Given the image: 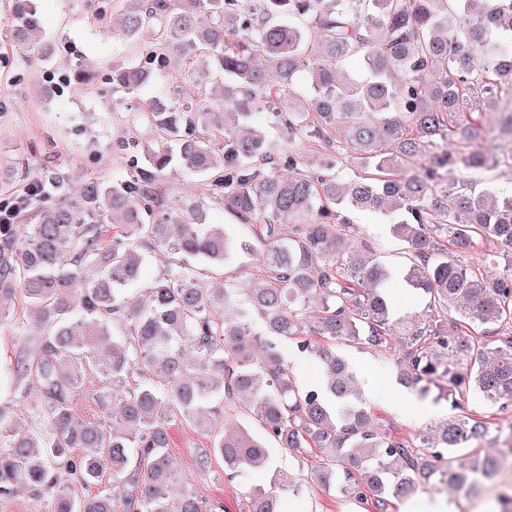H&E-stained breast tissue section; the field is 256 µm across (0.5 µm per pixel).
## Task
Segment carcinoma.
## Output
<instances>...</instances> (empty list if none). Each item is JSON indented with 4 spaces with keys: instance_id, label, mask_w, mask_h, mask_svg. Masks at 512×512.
I'll return each mask as SVG.
<instances>
[{
    "instance_id": "obj_1",
    "label": "carcinoma",
    "mask_w": 512,
    "mask_h": 512,
    "mask_svg": "<svg viewBox=\"0 0 512 512\" xmlns=\"http://www.w3.org/2000/svg\"><path fill=\"white\" fill-rule=\"evenodd\" d=\"M128 49L112 89L155 136L122 179L84 181L40 167L23 208L0 223V326L24 306L0 401V512L26 491L43 512H228L174 462L171 436L199 437L195 467L217 461L242 489L238 512H281L303 484L278 452L310 465L306 482L380 512L420 489L468 495L491 485L494 435L465 409L477 394L512 406V196L472 176L512 167V0H113ZM12 47L37 58L36 0H14ZM358 57L365 76L342 62ZM175 86L141 106L139 89L171 60ZM314 91L295 106V80ZM193 102L184 108V100ZM499 110L488 134L474 103ZM276 125L283 137L270 143ZM453 148H448V145ZM205 191L164 203L169 178ZM241 222H207L211 205ZM33 211L34 224L21 218ZM383 215L405 245L403 282L426 311L392 316L389 267L353 240L347 212ZM256 272L206 288L198 264L237 254ZM161 268L134 285L151 255ZM340 344L393 359L399 383L431 388L446 416L409 442L383 432ZM316 360L299 381L287 350ZM112 474L106 486L105 473ZM270 476L265 486L255 483ZM95 487L93 495L84 493Z\"/></svg>"
}]
</instances>
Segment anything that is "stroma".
I'll list each match as a JSON object with an SVG mask.
<instances>
[{
	"label": "stroma",
	"instance_id": "stroma-1",
	"mask_svg": "<svg viewBox=\"0 0 512 512\" xmlns=\"http://www.w3.org/2000/svg\"><path fill=\"white\" fill-rule=\"evenodd\" d=\"M98 0H40L37 37L50 44L44 61H28L7 43L12 0H0V205L11 202L30 183L37 167L58 164L70 178L71 192L85 179L112 177L128 170L125 145L152 140L153 130L137 113L124 110L120 94L108 79V61L125 55L112 34L101 31L94 6ZM95 66L97 78L73 80L78 61ZM53 88L44 102L40 94ZM355 239L372 246L387 264L402 261L404 245L389 231L384 217L371 212L352 215ZM380 428L396 438L412 439L447 411L446 402L424 398L430 415H402L382 399L369 398Z\"/></svg>",
	"mask_w": 512,
	"mask_h": 512
}]
</instances>
